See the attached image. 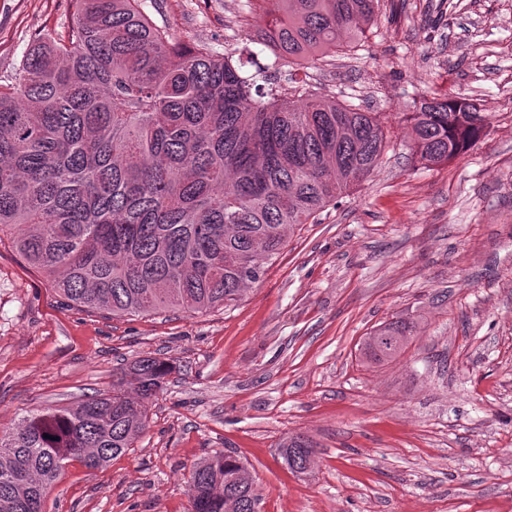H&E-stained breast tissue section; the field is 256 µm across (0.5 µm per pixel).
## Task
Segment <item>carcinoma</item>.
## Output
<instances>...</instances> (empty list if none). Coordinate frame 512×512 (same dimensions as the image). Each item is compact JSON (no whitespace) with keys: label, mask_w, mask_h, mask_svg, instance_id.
Masks as SVG:
<instances>
[{"label":"carcinoma","mask_w":512,"mask_h":512,"mask_svg":"<svg viewBox=\"0 0 512 512\" xmlns=\"http://www.w3.org/2000/svg\"><path fill=\"white\" fill-rule=\"evenodd\" d=\"M261 46L314 65L351 51L381 0H268ZM67 39L31 42L0 82V237L69 302L114 317L206 313L241 300L290 231L381 166L387 135L373 113L249 71L255 53L184 45L157 25L147 0H73ZM415 159L464 153L488 119L468 98L425 96L402 113ZM418 328L399 316L372 330L359 354L398 361ZM171 365L141 358L112 391L33 411L0 431V512H42L66 464L98 468L133 447L145 402ZM317 444L294 434L280 456L311 473ZM192 512H258L246 466L231 451L195 463Z\"/></svg>","instance_id":"obj_1"}]
</instances>
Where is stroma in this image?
<instances>
[{"instance_id":"obj_1","label":"stroma","mask_w":512,"mask_h":512,"mask_svg":"<svg viewBox=\"0 0 512 512\" xmlns=\"http://www.w3.org/2000/svg\"><path fill=\"white\" fill-rule=\"evenodd\" d=\"M264 0H154L148 13L219 53L247 47ZM70 0H0V78ZM313 89L375 112L378 171L286 239L233 307L113 317L69 306L0 242V428L111 389L141 357L173 364L134 447L73 462L43 512H191L194 463L234 451L261 512H512V0H385L363 46L329 47ZM432 93L472 99L486 135L424 169L398 115ZM423 325L383 368L357 346L400 313ZM318 444L310 475L279 446Z\"/></svg>"}]
</instances>
